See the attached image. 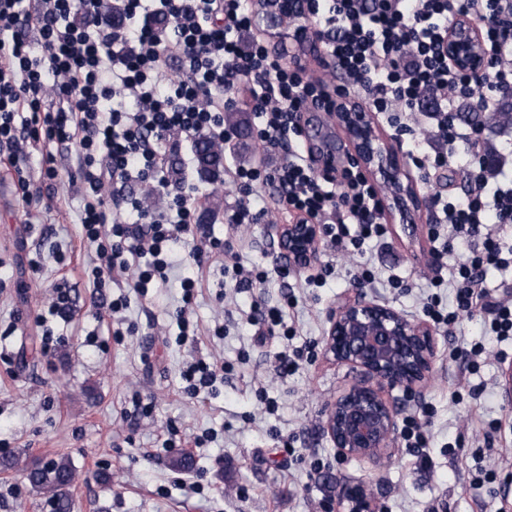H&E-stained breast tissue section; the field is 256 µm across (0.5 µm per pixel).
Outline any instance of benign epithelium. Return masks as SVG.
Wrapping results in <instances>:
<instances>
[{"instance_id":"7a95c632","label":"benign epithelium","mask_w":512,"mask_h":512,"mask_svg":"<svg viewBox=\"0 0 512 512\" xmlns=\"http://www.w3.org/2000/svg\"><path fill=\"white\" fill-rule=\"evenodd\" d=\"M255 10L271 44L285 54L304 45L318 44L316 29L306 18L304 0H263ZM443 50L459 70L481 76L488 52L481 32L461 17L448 27ZM361 166L382 176L387 203L399 211L401 223H414L423 199L400 171L403 157L383 143L365 108L344 104L335 113ZM280 253L298 269H309L320 260L321 229L318 224L296 222L275 225ZM326 359L347 367L351 383L326 404L321 423L323 436L344 459L380 465L394 450L400 409L392 392L413 391L432 376L435 338L431 326L402 312L357 295L345 300L331 314L323 338ZM338 512H376L375 494L365 481L344 482L336 492Z\"/></svg>"}]
</instances>
